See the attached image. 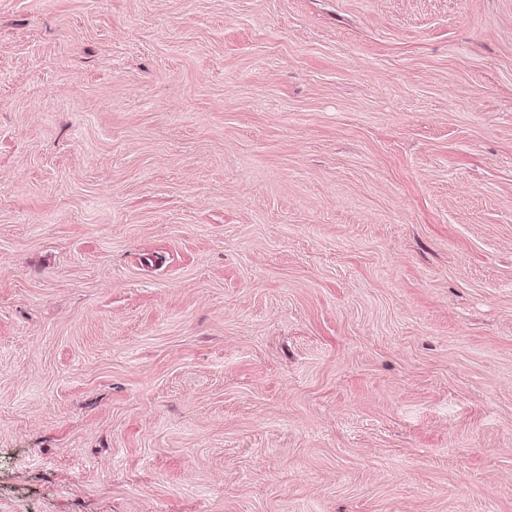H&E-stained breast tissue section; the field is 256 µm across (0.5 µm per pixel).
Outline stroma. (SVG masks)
Returning <instances> with one entry per match:
<instances>
[{
	"label": "stroma",
	"mask_w": 512,
	"mask_h": 512,
	"mask_svg": "<svg viewBox=\"0 0 512 512\" xmlns=\"http://www.w3.org/2000/svg\"><path fill=\"white\" fill-rule=\"evenodd\" d=\"M0 512H512V0H0Z\"/></svg>",
	"instance_id": "1"
}]
</instances>
